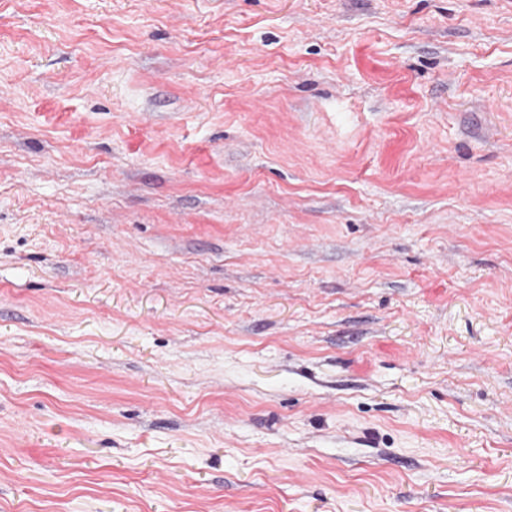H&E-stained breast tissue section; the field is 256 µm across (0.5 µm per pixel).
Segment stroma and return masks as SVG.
Masks as SVG:
<instances>
[{"mask_svg":"<svg viewBox=\"0 0 512 512\" xmlns=\"http://www.w3.org/2000/svg\"><path fill=\"white\" fill-rule=\"evenodd\" d=\"M0 512H512V0H0Z\"/></svg>","mask_w":512,"mask_h":512,"instance_id":"1","label":"stroma"}]
</instances>
